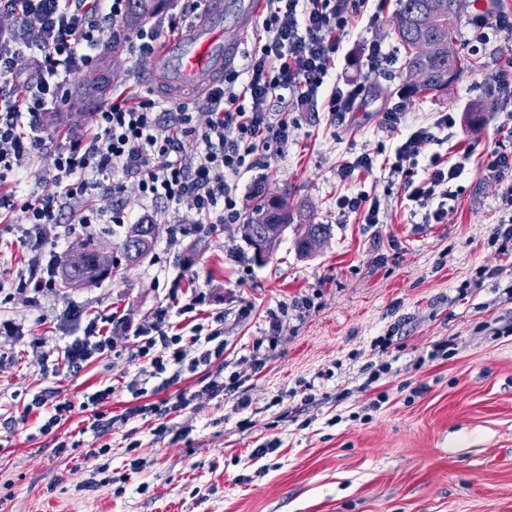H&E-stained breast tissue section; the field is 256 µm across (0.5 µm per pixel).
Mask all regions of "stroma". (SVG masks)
Masks as SVG:
<instances>
[{
  "label": "stroma",
  "mask_w": 512,
  "mask_h": 512,
  "mask_svg": "<svg viewBox=\"0 0 512 512\" xmlns=\"http://www.w3.org/2000/svg\"><path fill=\"white\" fill-rule=\"evenodd\" d=\"M397 10L398 0H366L348 18L331 79L361 85L357 112L340 126L323 106L275 104L291 124L287 147L235 179L239 208L262 180L294 215L264 265L237 225L163 200L142 206L157 233L134 263L122 255L123 225L87 229L66 214L35 248L21 243V224L0 223V319L20 329L0 335V512H512V242L493 237L506 206L487 172L512 125V99L490 92L512 67V34L482 40L477 24L512 14V0L460 11L453 49L477 66L425 96L408 93ZM374 39L391 60L372 72L363 47ZM150 66L120 50L109 94L48 113L23 197L44 193L38 169L109 96L158 98ZM397 103L412 124L453 113L436 150L471 152L445 223L412 215L389 173L397 137L380 113ZM364 152L373 170L340 180ZM357 193L378 200L380 223L339 213L337 197ZM304 224L330 227L307 256L294 246ZM89 238L113 272L34 300L14 294L19 274L51 254L65 266ZM195 295L203 305L182 313ZM161 309L192 358L193 337L221 327L220 356L148 376L134 331ZM274 311L282 326L257 367ZM91 323L109 346L71 365L65 352ZM216 373L224 391L212 398L201 389ZM106 387L102 408L89 406ZM183 397L190 404L177 409ZM61 402L69 412L42 431ZM99 410L110 425L94 427Z\"/></svg>",
  "instance_id": "1"
}]
</instances>
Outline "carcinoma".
Returning <instances> with one entry per match:
<instances>
[{"label":"carcinoma","instance_id":"cac0c4a2","mask_svg":"<svg viewBox=\"0 0 512 512\" xmlns=\"http://www.w3.org/2000/svg\"><path fill=\"white\" fill-rule=\"evenodd\" d=\"M130 11L125 27L135 30L147 20L163 13L168 0H129ZM435 0H399L398 19L403 24L397 26V36L407 50L406 66L410 70H418L425 74L424 81L419 85L410 86L413 95L427 92H438L448 86V70L461 74L471 66L464 56L455 54L448 58V43L455 39V22L459 13V0H447L448 9L437 17L429 29L421 26V17L430 13ZM267 188L258 183L253 188L254 204L246 209L243 223L245 224H291L293 214L283 198L272 203L265 198ZM101 256L97 251L87 254L77 267L78 277L82 281L92 283L101 273Z\"/></svg>","mask_w":512,"mask_h":512}]
</instances>
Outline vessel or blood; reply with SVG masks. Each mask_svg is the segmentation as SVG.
<instances>
[{"label": "vessel or blood", "mask_w": 512, "mask_h": 512, "mask_svg": "<svg viewBox=\"0 0 512 512\" xmlns=\"http://www.w3.org/2000/svg\"><path fill=\"white\" fill-rule=\"evenodd\" d=\"M262 5L263 0H205L201 18L160 47L149 75L151 84L172 96L188 86L205 90L241 57L239 45L224 39L225 21L249 29Z\"/></svg>", "instance_id": "b4317fda"}]
</instances>
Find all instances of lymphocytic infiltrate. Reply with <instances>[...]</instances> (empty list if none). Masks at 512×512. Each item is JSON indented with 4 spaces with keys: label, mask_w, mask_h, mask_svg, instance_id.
<instances>
[{
    "label": "lymphocytic infiltrate",
    "mask_w": 512,
    "mask_h": 512,
    "mask_svg": "<svg viewBox=\"0 0 512 512\" xmlns=\"http://www.w3.org/2000/svg\"><path fill=\"white\" fill-rule=\"evenodd\" d=\"M263 35L244 71L225 72L204 104H167L153 98L109 102L91 113V133L70 135L39 177L46 192L37 199L18 188L41 149L42 116L72 96V76L95 69L100 49L123 23L127 0H0V215L20 213L30 241L42 243L48 225L70 210L83 226L109 219L133 223L132 213L104 206L83 208L101 177L114 178L113 191L135 202L163 199L198 216L223 208L222 223L240 218L233 181L258 156L277 155L288 144L290 126L274 118L275 103L290 102L302 112L326 94V108L345 121L358 105L359 87L329 85L340 35L348 25L346 0H267ZM383 127L400 132L390 165L404 197L422 209L426 224L444 223V207L464 164L435 155L423 174L417 157L436 142L437 131L455 127L453 113H438L433 124L408 126L402 105L383 112ZM199 146L184 155V139ZM152 325L136 328L145 337L139 356L154 373L185 358L182 336L150 338Z\"/></svg>",
    "instance_id": "lymphocytic-infiltrate-1"
}]
</instances>
